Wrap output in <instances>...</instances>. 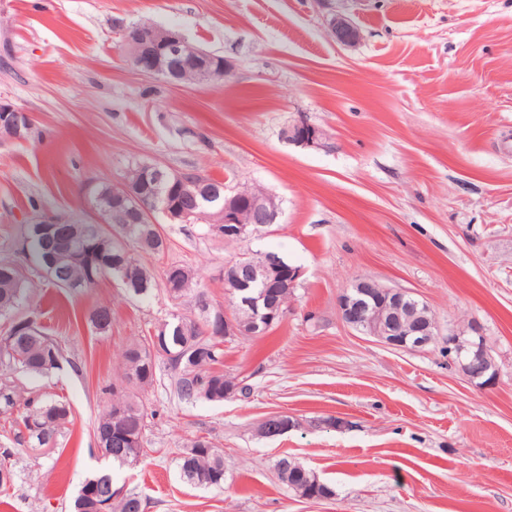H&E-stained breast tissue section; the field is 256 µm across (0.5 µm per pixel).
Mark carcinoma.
Returning <instances> with one entry per match:
<instances>
[{"instance_id":"carcinoma-1","label":"carcinoma","mask_w":512,"mask_h":512,"mask_svg":"<svg viewBox=\"0 0 512 512\" xmlns=\"http://www.w3.org/2000/svg\"><path fill=\"white\" fill-rule=\"evenodd\" d=\"M211 188L221 192L214 201H201L195 209L191 223L200 216L209 215L224 204V182L211 180ZM112 184L102 183L95 190L99 211L119 231L123 241L142 252L161 253L163 242L152 224H130L124 210L112 207ZM24 239L32 261L50 285L68 295L88 291L85 283L89 272L102 270V277L118 280L128 294L147 298L157 288V283L136 256L128 264L114 265L113 252L121 245L100 224H62L52 238H46L41 225L26 224ZM284 259L274 252L244 253L228 265L231 276L224 281V295L229 308L238 321L249 316H259L273 309L287 312L291 288L260 289L261 283L273 277L263 271L264 263ZM180 266L172 265L164 273L162 288L172 299L190 295L193 298L192 316L173 313L156 327L157 337L131 343L125 350L124 382L131 387L151 385L157 368L164 365L171 373L174 392L181 400L192 402L203 399L221 403L241 392L243 388L235 379L212 370L224 357V339L209 334L212 307L206 292L197 287L193 274ZM11 264L0 261V317L15 322L12 312L26 299L29 281L13 276ZM88 323L99 333H106L112 326V307L98 304L89 313ZM62 351L57 342L47 336L37 323L25 332L12 337L10 343L0 344V412L7 413L22 407L21 422L25 430L16 433L15 441L31 448H55L63 429L69 423L70 408L63 400L40 396L21 398L10 380L14 372L37 375L51 373L59 367ZM147 413L135 396L125 390L112 391V404L99 417L95 425L97 447L102 455L119 468L139 463L144 455V432ZM178 466L186 482L201 488H220L224 485V454L212 442L199 437L191 442L180 457ZM280 481L296 494L309 492L326 499L335 491L323 483L318 487L309 484L312 472L302 468L288 471L277 469ZM114 485L112 474L87 477L72 503V512H99L100 500L95 491H104ZM107 512H143L142 498L135 494L111 495Z\"/></svg>"}]
</instances>
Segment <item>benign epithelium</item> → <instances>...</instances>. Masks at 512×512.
Masks as SVG:
<instances>
[{
    "instance_id": "obj_1",
    "label": "benign epithelium",
    "mask_w": 512,
    "mask_h": 512,
    "mask_svg": "<svg viewBox=\"0 0 512 512\" xmlns=\"http://www.w3.org/2000/svg\"><path fill=\"white\" fill-rule=\"evenodd\" d=\"M330 30L336 43L345 47H352L361 39L359 29L343 17L332 18ZM123 43L138 71L149 76H163L172 83L181 82L189 76L203 82L218 72L228 75L231 71L227 62L215 61L211 55L190 49L182 33L174 29L137 24L124 30ZM32 132L31 115L7 100H0V137L25 140ZM283 137L302 146L324 147L328 134L300 119L283 130ZM129 201L135 203V223H155L153 211L157 203L154 197L144 195L125 180L114 186V202L123 207ZM245 202L256 216L251 234L255 235L261 228L275 223L279 210L275 196L267 192L251 194L242 187L224 198V212L218 213V217L224 218L226 224H241L239 208ZM352 287L358 290V294L346 290L339 299L340 315L348 326L395 349L419 351L435 345L439 336L438 326L426 302L369 277L356 279ZM213 317L215 327L210 329V333L218 338L223 335L255 336L259 330V324L255 322L252 331L245 332L222 308L217 309ZM448 348L454 352L470 379L494 377V362L483 336L474 325H469L466 331L449 335Z\"/></svg>"
}]
</instances>
